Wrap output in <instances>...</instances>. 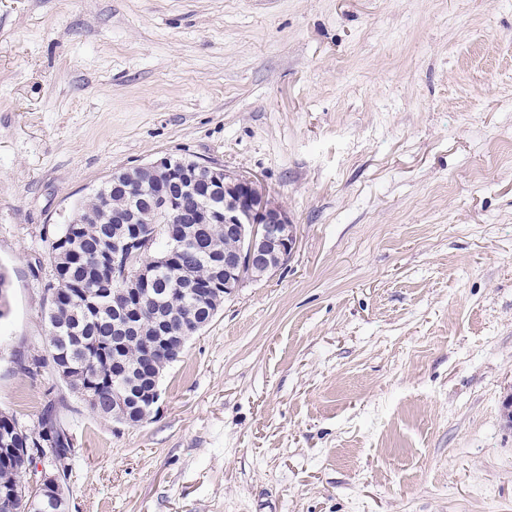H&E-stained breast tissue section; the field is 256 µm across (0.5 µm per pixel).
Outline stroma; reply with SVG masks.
<instances>
[{"label": "stroma", "instance_id": "stroma-1", "mask_svg": "<svg viewBox=\"0 0 512 512\" xmlns=\"http://www.w3.org/2000/svg\"><path fill=\"white\" fill-rule=\"evenodd\" d=\"M164 156L297 245L122 426L17 361L61 225ZM0 268V411L55 401L68 512H512V0H0Z\"/></svg>", "mask_w": 512, "mask_h": 512}]
</instances>
